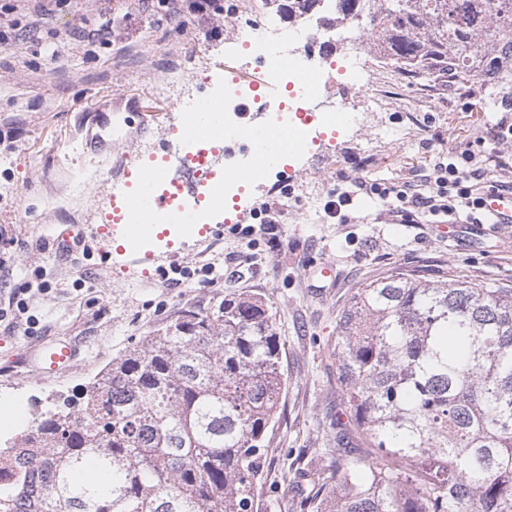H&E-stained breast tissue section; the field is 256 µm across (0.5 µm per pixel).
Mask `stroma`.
<instances>
[{
  "label": "stroma",
  "mask_w": 512,
  "mask_h": 512,
  "mask_svg": "<svg viewBox=\"0 0 512 512\" xmlns=\"http://www.w3.org/2000/svg\"><path fill=\"white\" fill-rule=\"evenodd\" d=\"M238 0H217L218 14L191 13L147 0H0V310L10 298L27 302L18 326L0 320V408L19 424L37 399L80 389L128 347L186 311H205L250 292L272 309L282 343L288 385L271 435L274 460L263 472L254 512H292L296 491L282 479L288 449L323 447L332 432L325 417L343 412L332 355L336 319L356 284L395 267L445 271L478 285L512 287V224H396L372 196L355 191L366 179L418 185L436 163L468 151L485 184L512 186V142L492 143L487 130L504 117L480 79L449 86L414 81L396 67L379 65L363 47L384 96L379 114L359 130L328 131L333 167L315 169L310 152L273 167L251 182L239 202L251 199L278 213L276 228L245 220L228 224L212 213L207 236L168 227L142 248L121 251V229L102 234L116 187L113 157L84 153L79 111L112 100L113 123L124 122L128 102L179 123L183 115L161 99L154 84L167 69L196 71L202 62L237 67L228 48L230 17ZM105 39H91L100 19ZM295 195L316 191L315 201L279 214L282 177ZM351 192L345 223L326 205ZM84 244L59 253L52 239L62 229ZM278 246H269L270 234ZM264 265L248 267V252ZM327 263L335 280L315 276ZM75 343L73 370L42 379L20 363L41 339Z\"/></svg>",
  "instance_id": "obj_1"
}]
</instances>
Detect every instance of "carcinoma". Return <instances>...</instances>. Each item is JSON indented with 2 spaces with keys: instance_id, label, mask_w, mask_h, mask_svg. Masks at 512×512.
Instances as JSON below:
<instances>
[{
  "instance_id": "cac0c4a2",
  "label": "carcinoma",
  "mask_w": 512,
  "mask_h": 512,
  "mask_svg": "<svg viewBox=\"0 0 512 512\" xmlns=\"http://www.w3.org/2000/svg\"><path fill=\"white\" fill-rule=\"evenodd\" d=\"M321 0H280L288 17ZM412 78L512 93V0H335ZM490 46L476 56L472 44ZM336 356L347 422L298 451L295 512H512V288L395 268L352 289ZM259 295L190 312L0 444V512H254L288 376ZM369 450L351 449L350 427Z\"/></svg>"
}]
</instances>
